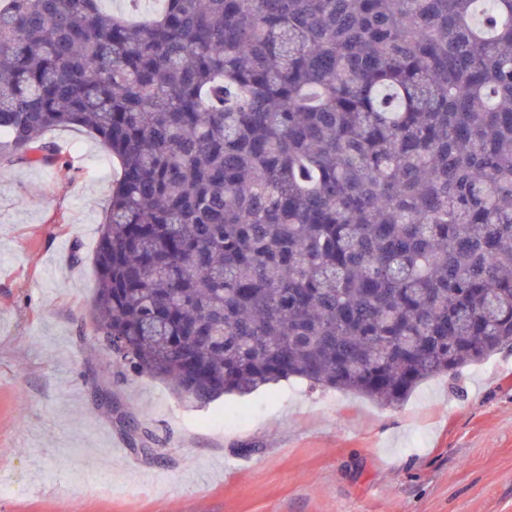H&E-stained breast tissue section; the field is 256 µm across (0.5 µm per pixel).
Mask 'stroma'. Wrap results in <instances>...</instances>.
Listing matches in <instances>:
<instances>
[{"mask_svg":"<svg viewBox=\"0 0 512 512\" xmlns=\"http://www.w3.org/2000/svg\"><path fill=\"white\" fill-rule=\"evenodd\" d=\"M47 137L56 166L0 168V512H512V346L396 406L290 380L202 407L112 366L90 307L117 168Z\"/></svg>","mask_w":512,"mask_h":512,"instance_id":"stroma-1","label":"stroma"}]
</instances>
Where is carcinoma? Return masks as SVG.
<instances>
[{
  "mask_svg": "<svg viewBox=\"0 0 512 512\" xmlns=\"http://www.w3.org/2000/svg\"><path fill=\"white\" fill-rule=\"evenodd\" d=\"M0 0V166L120 165L94 338L205 406L398 404L512 343V0Z\"/></svg>",
  "mask_w": 512,
  "mask_h": 512,
  "instance_id": "cac0c4a2",
  "label": "carcinoma"
}]
</instances>
